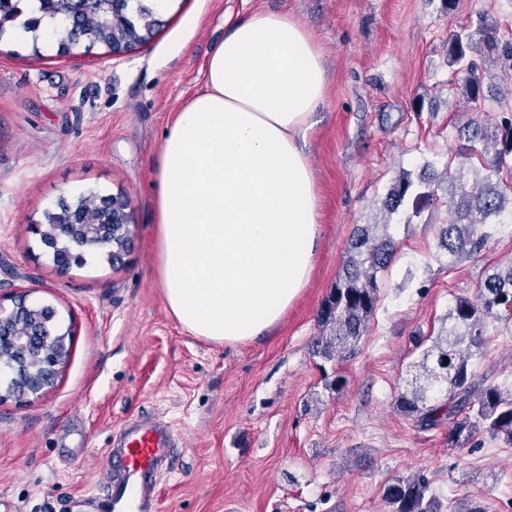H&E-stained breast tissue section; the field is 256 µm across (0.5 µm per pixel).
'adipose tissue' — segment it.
Segmentation results:
<instances>
[{"mask_svg":"<svg viewBox=\"0 0 512 512\" xmlns=\"http://www.w3.org/2000/svg\"><path fill=\"white\" fill-rule=\"evenodd\" d=\"M328 85L308 30L257 11L231 24L205 90L177 112L155 183L157 274L193 335L235 344L275 328L306 288L319 194L304 148Z\"/></svg>","mask_w":512,"mask_h":512,"instance_id":"obj_1","label":"adipose tissue"}]
</instances>
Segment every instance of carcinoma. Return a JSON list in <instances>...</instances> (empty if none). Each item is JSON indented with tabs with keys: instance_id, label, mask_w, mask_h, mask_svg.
<instances>
[{
	"instance_id": "cac0c4a2",
	"label": "carcinoma",
	"mask_w": 512,
	"mask_h": 512,
	"mask_svg": "<svg viewBox=\"0 0 512 512\" xmlns=\"http://www.w3.org/2000/svg\"><path fill=\"white\" fill-rule=\"evenodd\" d=\"M24 3L0 0V35L7 24L18 23L23 31L34 32L46 17L69 16L67 10L58 12L52 0H37V14L27 17ZM477 26L485 30L482 43L461 28L448 35L445 45L448 66L457 74H466L458 89L472 102L483 96L484 85L474 56L484 50L512 61V40L499 39L494 26L482 17ZM76 33L106 44L112 41V23L99 21L79 27L72 22L65 40ZM461 133L467 145L458 153L460 165L469 166L482 178L470 187L463 176L452 175L451 166H446L447 218L438 225V239L450 268L478 257L490 238L485 227L512 215V188L500 178L503 170H512V113L493 122L471 117ZM433 186H439L435 174L417 183L406 173L400 175L382 202L383 221L357 228L345 252L342 272L319 309L323 333L314 355L322 362L338 366L356 354L379 302L381 275L394 256L391 219L409 199L412 215L419 214V205L436 197ZM490 319L512 327V261L492 267V273L480 281L475 298H456L448 310V325L431 338V345L413 365L411 382L395 398L397 412L421 428L448 423L450 448L469 444L479 433L512 445V391L477 375L471 364L473 350L484 343ZM383 499L389 512H438L439 508L431 483L420 474L401 476L385 485Z\"/></svg>"
}]
</instances>
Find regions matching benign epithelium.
Masks as SVG:
<instances>
[{
  "label": "benign epithelium",
  "mask_w": 512,
  "mask_h": 512,
  "mask_svg": "<svg viewBox=\"0 0 512 512\" xmlns=\"http://www.w3.org/2000/svg\"><path fill=\"white\" fill-rule=\"evenodd\" d=\"M90 9L103 20H112L126 0H86ZM79 232L86 247H105L112 251L114 261L121 260L132 237L130 201L123 195L112 196V223L76 224L61 220L44 230L36 225L38 234L50 241L71 230ZM55 310L48 306L35 307L28 302V294L20 292L11 299V305L0 301V336L11 343L10 358L17 387L0 394L5 397L38 395L49 388L56 377L58 367L68 357L65 334L51 328Z\"/></svg>",
  "instance_id": "1"
}]
</instances>
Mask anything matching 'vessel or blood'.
Segmentation results:
<instances>
[{
	"mask_svg": "<svg viewBox=\"0 0 512 512\" xmlns=\"http://www.w3.org/2000/svg\"><path fill=\"white\" fill-rule=\"evenodd\" d=\"M170 446V433L162 423L126 426L120 447L105 453L101 489L87 496L88 512H152L156 475Z\"/></svg>",
	"mask_w": 512,
	"mask_h": 512,
	"instance_id": "vessel-or-blood-1",
	"label": "vessel or blood"
}]
</instances>
